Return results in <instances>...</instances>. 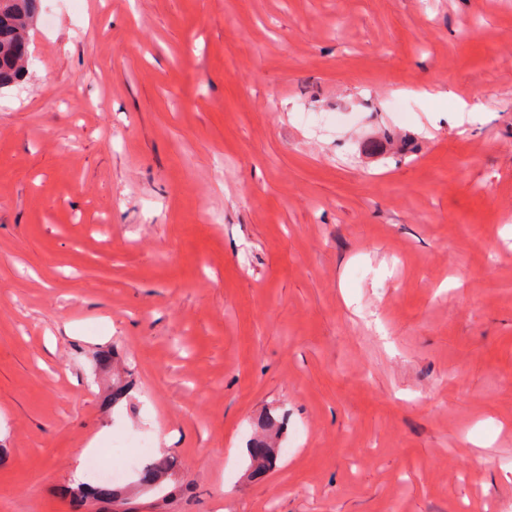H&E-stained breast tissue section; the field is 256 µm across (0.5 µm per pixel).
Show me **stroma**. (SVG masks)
Returning a JSON list of instances; mask_svg holds the SVG:
<instances>
[{
	"mask_svg": "<svg viewBox=\"0 0 512 512\" xmlns=\"http://www.w3.org/2000/svg\"><path fill=\"white\" fill-rule=\"evenodd\" d=\"M42 10L0 92V512H107L80 453L146 431L181 471L131 512H512V0ZM277 423L276 418L267 416L262 423L264 435L249 447L250 468L253 477H261L277 466L281 450L274 442V437L279 429Z\"/></svg>",
	"mask_w": 512,
	"mask_h": 512,
	"instance_id": "1",
	"label": "stroma"
}]
</instances>
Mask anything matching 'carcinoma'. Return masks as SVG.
<instances>
[{
    "label": "carcinoma",
    "instance_id": "obj_1",
    "mask_svg": "<svg viewBox=\"0 0 512 512\" xmlns=\"http://www.w3.org/2000/svg\"><path fill=\"white\" fill-rule=\"evenodd\" d=\"M39 17V0H0V90L18 85L28 73L31 52L29 34ZM264 435L249 447L251 474L261 477L278 463L280 449L274 437L279 425L268 416L262 423ZM179 469L173 456L149 459L139 474L138 485L158 493Z\"/></svg>",
    "mask_w": 512,
    "mask_h": 512
}]
</instances>
